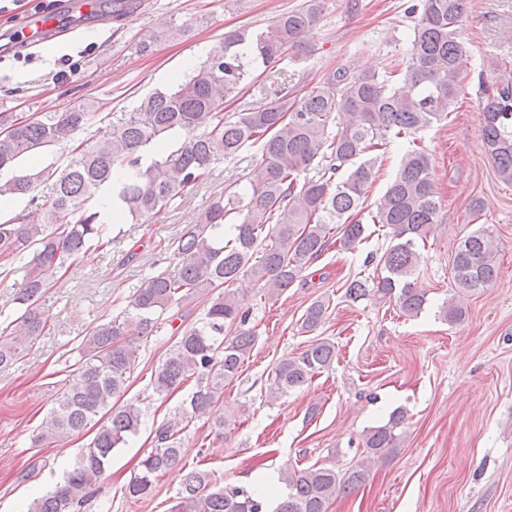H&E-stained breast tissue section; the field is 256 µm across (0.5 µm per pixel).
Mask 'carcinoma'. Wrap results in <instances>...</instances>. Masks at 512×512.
I'll return each mask as SVG.
<instances>
[{
	"instance_id": "cac0c4a2",
	"label": "carcinoma",
	"mask_w": 512,
	"mask_h": 512,
	"mask_svg": "<svg viewBox=\"0 0 512 512\" xmlns=\"http://www.w3.org/2000/svg\"><path fill=\"white\" fill-rule=\"evenodd\" d=\"M323 0L284 13L261 30L224 34L205 61L171 87L156 90L138 107L113 123L99 127L93 145L76 151L55 174L41 170L0 180V199L35 190L38 182L56 177L53 198L41 221L19 213L0 223V259L20 263L29 250L37 252L14 303L23 308L3 328L0 367L16 355V344L38 336L48 315L41 299L51 277L69 268L106 234L101 213L88 206L117 169L131 168L135 178L123 184L111 222H145L173 200L206 181L213 165L236 158L246 149L258 163L244 193L225 190L211 197L197 223L173 242L178 272L145 280L128 310L89 332L80 343L74 363L75 380L57 397L40 425L35 441L63 443L81 433L99 415L107 417L82 449L63 483L35 498L27 512H75L88 500L91 488L104 477L115 449L127 444L140 429V409L132 402L117 404L126 393L137 366L139 348L126 341L128 332L151 336L158 332L170 307L204 295L209 307L200 322L185 327L151 377L153 392L167 398L195 376L197 390L181 413L160 425L152 448L139 462L127 485L133 498L149 497L159 475L182 460V433L204 416L224 394L256 342L248 326L241 288H256L267 299L279 296L302 277L332 245L358 248L367 238L358 219L374 177L375 159L367 154L391 138L409 139L399 169L370 213L372 223L389 230L391 245L380 257L377 274L359 275L345 296L357 301L370 294L395 298L400 311L416 317L427 293L418 287L415 272L422 262L418 249L440 223V206L432 181V161L412 136L448 118L462 90L469 52L459 29L467 0H424L413 28L408 61L395 73L352 72L340 68L326 85L296 97L286 87L263 105L224 113L235 102L258 64L282 59L321 19ZM347 116L335 134L328 132L325 114ZM89 107L70 112H45L21 121L0 112V170L16 167L19 158L50 145H66L93 124ZM182 136L165 151L166 142ZM482 136L498 176L512 182V82L496 84L482 112ZM328 165L316 179L306 171L317 159ZM346 170L337 182L336 175ZM456 292L439 307L444 320L455 323L466 312L465 299L493 283L499 273L496 247L486 229L475 230L459 242L453 257ZM329 302L316 300L302 315L307 332L323 322ZM336 360L335 344L319 339L297 355L279 361L267 397L277 399L307 385ZM405 421L401 410L364 438V458L345 472L333 466L312 465L286 470L281 482L287 493L273 512H327L331 497L355 490L369 466L399 445L397 433ZM177 512H267L256 493L237 486L210 484L204 471L187 475Z\"/></svg>"
}]
</instances>
